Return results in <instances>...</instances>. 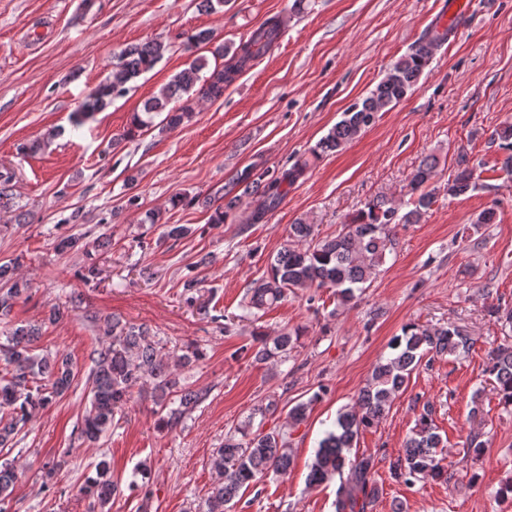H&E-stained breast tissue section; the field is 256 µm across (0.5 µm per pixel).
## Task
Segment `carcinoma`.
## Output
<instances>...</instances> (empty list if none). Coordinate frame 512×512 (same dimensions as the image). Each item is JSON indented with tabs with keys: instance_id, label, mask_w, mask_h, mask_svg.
Wrapping results in <instances>:
<instances>
[{
	"instance_id": "carcinoma-1",
	"label": "carcinoma",
	"mask_w": 512,
	"mask_h": 512,
	"mask_svg": "<svg viewBox=\"0 0 512 512\" xmlns=\"http://www.w3.org/2000/svg\"><path fill=\"white\" fill-rule=\"evenodd\" d=\"M454 28L452 23H436L426 29L422 37L391 64L374 89L342 113L341 120L310 150L311 158L281 170L249 164L236 171L224 185L222 199L207 201L213 208L211 223L222 224L236 214L245 197L256 201L251 223L263 222L279 207L289 190L305 180L311 161L334 154L359 138L375 125L380 113L389 111L413 91L434 50L448 40ZM280 37L281 21L275 16L269 17L247 39L237 44L216 45L211 50L214 58L211 67L208 57L197 51L200 46L213 43V32L202 30L186 34L185 50L194 54V58L158 94L144 100L141 111L133 114L131 127L112 140V147L147 131L153 126L154 117L163 112L166 126L171 130L190 121L197 102L224 97V90L236 77L268 53ZM165 51L164 43L150 40L113 54L108 76L72 112L71 123L82 125L115 99L127 95L133 89L132 83L153 69ZM493 141L504 154L500 171L511 178L512 123L500 125L493 134ZM437 177V159H424L407 185L406 202L376 196L341 225L334 236L320 238L307 219H295L289 225L290 243L277 252L266 274L248 290L247 315L256 318L260 311L283 301L288 293L309 288L333 290L338 309L353 306L358 295L370 287L381 272L387 255L395 252L399 226L421 223L442 191L451 198H459L478 188L476 167L470 165L464 153L457 155L454 171L444 186L437 185ZM13 199L14 173L8 169L0 171V204L7 206ZM31 293L32 283L19 272L18 261L0 264L1 323L9 319L14 304L30 298ZM42 328L41 324H14L6 342L0 344V362L6 366L5 374L0 375V408L10 411V420L0 422V447L3 449L24 429L36 410L62 396L78 375L68 356L34 353ZM255 336L254 361L273 368L288 359L300 332L293 330L270 336L260 331ZM473 345V338L452 324L428 327L409 323L400 335L392 338L390 356L374 367L355 404L338 412L333 427L324 432L308 465L307 482L311 487L339 479L335 512H368L378 494L376 457L371 454L350 457L359 435L384 417L393 398L405 388L422 360L430 362L437 357L467 353ZM204 357L199 346L190 345L186 353L174 358L162 352L156 336L148 329L124 323L117 317L106 322L88 378L90 402L80 428L83 440L96 443L105 436L118 410L130 401L134 390L147 383L151 384L161 408L172 402L177 404L160 417V424L167 427L177 424L202 396L180 385L174 367L187 366ZM484 372L493 382L499 400L512 405V344L491 350ZM326 394L327 388L321 385L307 401L294 405L288 411V423L293 427L303 423L309 406ZM433 414L432 405H422L401 454L389 463L388 474L392 481L413 486L425 479L448 482L453 478L443 464L444 444ZM253 419L254 414L247 416L212 455L211 466L217 473V480L205 500L204 512H226V505L240 489L268 473L286 476L291 470L293 451L288 441L276 431L253 433ZM487 445L483 433L472 431L465 439L464 454L477 459L485 453ZM21 478L22 472L13 461L6 457L0 460V512H9V503ZM116 491L111 464L105 457L96 464V477L79 488L80 494L100 507L105 506Z\"/></svg>"
}]
</instances>
